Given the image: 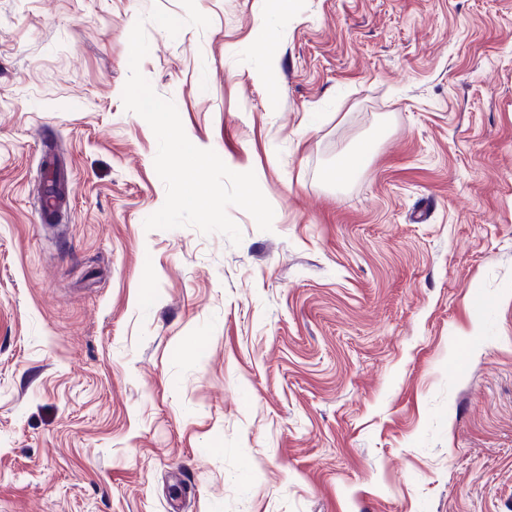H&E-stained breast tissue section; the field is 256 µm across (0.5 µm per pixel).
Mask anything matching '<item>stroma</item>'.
I'll return each instance as SVG.
<instances>
[{
	"label": "stroma",
	"instance_id": "obj_1",
	"mask_svg": "<svg viewBox=\"0 0 512 512\" xmlns=\"http://www.w3.org/2000/svg\"><path fill=\"white\" fill-rule=\"evenodd\" d=\"M195 4L0 0V512H512V0ZM142 16L271 231L145 229ZM367 147L363 146L355 153L345 156L335 168L328 172V179L340 184L345 182L363 163Z\"/></svg>",
	"mask_w": 512,
	"mask_h": 512
}]
</instances>
